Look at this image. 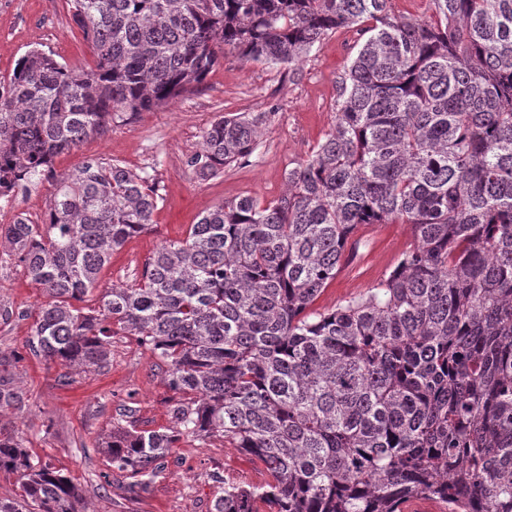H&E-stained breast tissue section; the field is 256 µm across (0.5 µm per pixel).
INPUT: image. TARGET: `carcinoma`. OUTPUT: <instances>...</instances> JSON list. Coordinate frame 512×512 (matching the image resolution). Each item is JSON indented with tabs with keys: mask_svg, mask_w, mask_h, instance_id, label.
<instances>
[{
	"mask_svg": "<svg viewBox=\"0 0 512 512\" xmlns=\"http://www.w3.org/2000/svg\"><path fill=\"white\" fill-rule=\"evenodd\" d=\"M67 0L91 46L75 72L30 50L0 79V197L54 159L194 91L224 51L294 64L352 30L336 125L267 204L225 201L163 242L131 285L87 298L112 254L146 232L149 174L88 161L54 180L45 223L0 225L42 289L26 354L100 374L132 336L164 367L171 425L134 410L102 443L109 468L150 491L186 442L217 438L267 480L229 484L212 512H512V0ZM259 118L221 116L188 166L250 155ZM362 224H408L413 243L366 294L312 305ZM0 352V411L25 408ZM0 512H79L78 486L0 432ZM398 15H407L424 21L435 20L434 6L430 0H393Z\"/></svg>",
	"mask_w": 512,
	"mask_h": 512,
	"instance_id": "1",
	"label": "carcinoma"
}]
</instances>
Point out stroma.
Instances as JSON below:
<instances>
[{
    "label": "stroma",
    "mask_w": 512,
    "mask_h": 512,
    "mask_svg": "<svg viewBox=\"0 0 512 512\" xmlns=\"http://www.w3.org/2000/svg\"><path fill=\"white\" fill-rule=\"evenodd\" d=\"M350 32L326 37L293 65L248 61L225 53L193 93L169 106L144 111L103 137L57 157L56 172L81 163L116 160L132 172L154 175L163 200L149 231L130 239L101 271L100 288L131 284L162 242L185 238L191 224L213 206L250 196L278 199L288 169L306 159L336 122L335 81L354 55ZM42 49L74 70L93 64L89 43L73 23L66 0H0V77L27 51ZM261 116L255 151L200 179L187 166L203 131L222 115ZM42 181L0 197L6 222L42 223L51 194ZM406 224H365L350 239L336 279L315 301L324 311L367 293L412 243ZM39 288L0 245V351L22 349L31 333L32 311L43 302ZM14 380L26 394L24 410L0 413V430L22 435L30 453L51 458L79 486L82 512H210L231 483H264L263 466L232 445L214 439L189 443L169 457L148 494L135 496L120 473H109L101 440L124 408L140 428L169 425L173 397L153 353L134 338L112 342V365L102 375L69 374L60 366L25 357Z\"/></svg>",
    "instance_id": "35a3bbf8"
}]
</instances>
